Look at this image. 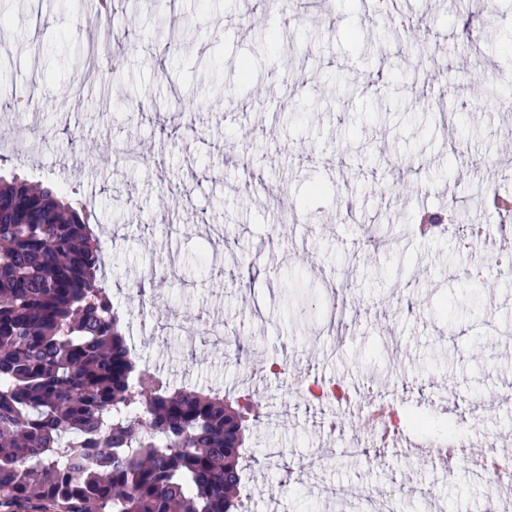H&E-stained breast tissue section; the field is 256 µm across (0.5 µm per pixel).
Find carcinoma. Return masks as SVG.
<instances>
[{
  "label": "carcinoma",
  "instance_id": "obj_1",
  "mask_svg": "<svg viewBox=\"0 0 512 512\" xmlns=\"http://www.w3.org/2000/svg\"><path fill=\"white\" fill-rule=\"evenodd\" d=\"M91 222L0 176V512H242L255 399L140 362Z\"/></svg>",
  "mask_w": 512,
  "mask_h": 512
}]
</instances>
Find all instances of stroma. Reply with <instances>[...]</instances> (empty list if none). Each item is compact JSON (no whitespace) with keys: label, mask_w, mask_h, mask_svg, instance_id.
<instances>
[{"label":"stroma","mask_w":512,"mask_h":512,"mask_svg":"<svg viewBox=\"0 0 512 512\" xmlns=\"http://www.w3.org/2000/svg\"><path fill=\"white\" fill-rule=\"evenodd\" d=\"M112 2L122 39L103 80L85 65L89 0H0L14 60L0 137L30 145L20 159L0 149V175L54 181L73 158L32 130L80 136L68 194L94 191L128 343L168 381L256 389L278 417L251 430L257 452L280 451L249 474L253 512H370L391 491L398 512H499L511 489L396 449L353 453L362 430L328 433L331 408L293 390L366 381L429 417L413 442L464 411L472 454L512 447V282L494 265L483 288L466 275L491 238L512 236L486 200L512 198V0H469L467 23L455 0H396L404 40L371 0H294L288 32L257 18L259 0ZM452 204L449 231L420 233L424 212ZM274 358L286 375L269 373ZM301 456L321 463L301 469Z\"/></svg>","instance_id":"obj_1"}]
</instances>
